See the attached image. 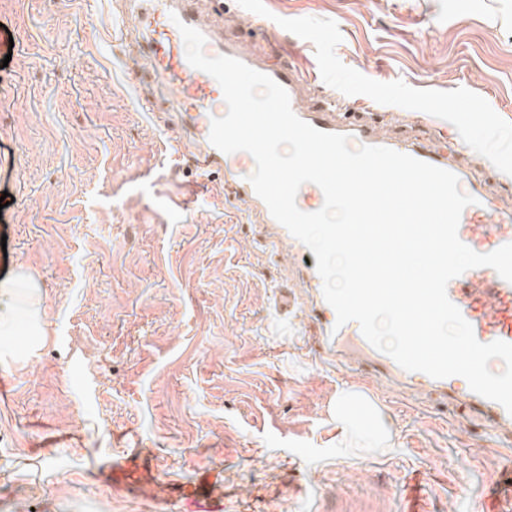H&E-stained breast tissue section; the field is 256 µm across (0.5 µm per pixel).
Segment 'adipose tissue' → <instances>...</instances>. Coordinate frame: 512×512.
Instances as JSON below:
<instances>
[{
  "label": "adipose tissue",
  "instance_id": "adipose-tissue-1",
  "mask_svg": "<svg viewBox=\"0 0 512 512\" xmlns=\"http://www.w3.org/2000/svg\"><path fill=\"white\" fill-rule=\"evenodd\" d=\"M41 294L32 277L22 274L11 283L0 284V335H9L17 322L20 307L36 308ZM336 426L340 447L384 448L390 441L377 406L356 391L340 393L336 399Z\"/></svg>",
  "mask_w": 512,
  "mask_h": 512
}]
</instances>
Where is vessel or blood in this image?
<instances>
[{
    "mask_svg": "<svg viewBox=\"0 0 512 512\" xmlns=\"http://www.w3.org/2000/svg\"><path fill=\"white\" fill-rule=\"evenodd\" d=\"M129 8L141 30L147 33L145 56L150 71L165 89V102L182 120L181 134L175 144L178 152L189 153L199 176L223 174L224 183L235 199L246 204V218L264 227L265 245L270 252H279L282 244H292L299 283L308 295L305 313L320 328V360L349 357L364 365L371 377L443 403H457L481 425L496 431L501 443L511 444L512 414L500 403L472 391L464 378L434 379L422 372L406 371L388 354L374 348L363 337L358 323L337 325L336 312L323 296L314 253L272 217L250 182L256 169L254 158L244 151L224 153L210 142L211 121L224 116L227 105L218 82L189 65L178 26L186 24L205 36L206 55L236 58L271 77L287 91L296 116L314 128L348 136L354 148L387 147L454 173L462 191L475 199L474 205L465 208L461 215L458 235L464 244L479 253L512 243V206L500 203L491 189L490 176L462 160L459 144L407 143L387 138L379 134L376 125L339 114L334 100L327 99L319 105L306 101L303 94L308 89L309 79L304 69L270 62L264 58L260 45L243 49L240 42L226 38L216 24L203 23L199 0H130ZM296 203L300 210L314 212L323 206L324 194L319 186L307 183L300 187ZM447 294L471 324L480 342L512 343V283L500 278L495 270L489 267L468 270L449 282Z\"/></svg>",
    "mask_w": 512,
    "mask_h": 512,
    "instance_id": "b4317fda",
    "label": "vessel or blood"
}]
</instances>
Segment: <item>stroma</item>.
I'll use <instances>...</instances> for the list:
<instances>
[{"mask_svg": "<svg viewBox=\"0 0 512 512\" xmlns=\"http://www.w3.org/2000/svg\"><path fill=\"white\" fill-rule=\"evenodd\" d=\"M224 28L369 104L393 135L457 136L512 194V0H223ZM125 0H0V280L40 287L0 335V512H478L512 448L462 408L314 359L289 249L224 180L197 185L147 112ZM344 390L389 448H341Z\"/></svg>", "mask_w": 512, "mask_h": 512, "instance_id": "obj_1", "label": "stroma"}]
</instances>
